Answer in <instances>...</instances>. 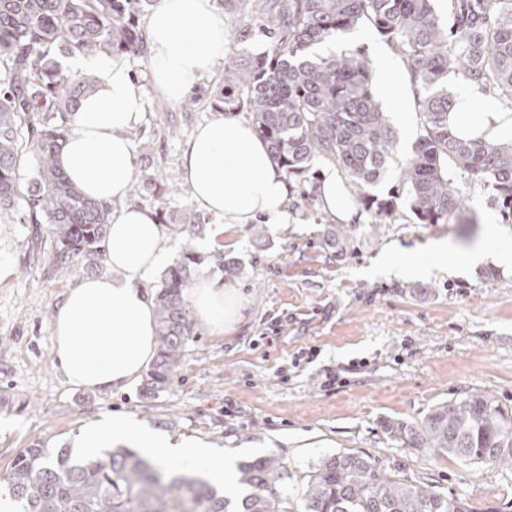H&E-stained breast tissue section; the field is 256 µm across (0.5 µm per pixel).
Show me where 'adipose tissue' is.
Listing matches in <instances>:
<instances>
[{"label": "adipose tissue", "instance_id": "obj_1", "mask_svg": "<svg viewBox=\"0 0 512 512\" xmlns=\"http://www.w3.org/2000/svg\"><path fill=\"white\" fill-rule=\"evenodd\" d=\"M146 27L152 86L171 103L212 71L229 43L215 0H158ZM74 66L95 70L98 86L75 112L58 160L86 196L114 208L104 242L109 271L67 292L55 312L51 340L71 386L108 393L140 378L156 355L148 283L175 255L168 248V226L152 210L124 203L135 170L127 132L140 124L144 109L140 85L115 58L82 54ZM449 125L458 135L489 138L512 128V113L471 84L457 92ZM181 161L194 201L217 220L213 240L256 220L287 223L288 182L250 123L215 115L197 128ZM318 191L327 216L344 223L353 219L355 210L334 166L323 168ZM190 302L197 320L213 333L233 332L241 320L236 288L220 281L200 280ZM116 444L142 449L156 464L195 473L216 487L233 481L231 460L213 455L201 441L171 440L129 416H101L84 426L78 439L90 458Z\"/></svg>", "mask_w": 512, "mask_h": 512}]
</instances>
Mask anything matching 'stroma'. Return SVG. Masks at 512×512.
<instances>
[{"label": "stroma", "mask_w": 512, "mask_h": 512, "mask_svg": "<svg viewBox=\"0 0 512 512\" xmlns=\"http://www.w3.org/2000/svg\"><path fill=\"white\" fill-rule=\"evenodd\" d=\"M234 48L257 49L240 39L251 0H215ZM144 89L143 120L132 143L135 175L163 171L174 192L143 188L130 205L153 212L193 207L181 165L182 148L215 111L209 92L224 78L218 62L190 91L170 103L150 82L149 61L126 56ZM401 112L387 110L398 134L395 162L410 152L419 114L405 70ZM174 127L178 137L164 129ZM464 201L478 224L467 238L449 224H415L409 218L359 232L355 253L344 261L320 246V206L291 193L288 221L255 238L249 226L223 238L224 252L244 272L232 284L244 303L233 333L204 326L185 349L182 366L165 391L141 394V383L105 395L69 385L57 367L52 314L66 292L107 265L74 262L70 274L52 271V256L39 251L32 227L0 216V258L11 273L0 279V476L31 443L74 445L82 427L102 413L132 414L177 440L198 438L233 461L276 454L288 464V490L300 498L319 461L359 451L377 466L440 491L475 508L512 504V469L465 465L392 440L390 419L415 421L434 406L470 393H486L512 406V265L495 253L512 250V222H504L488 190L466 186ZM463 255L489 242L492 259L454 271L433 265L402 273L397 257L423 256L436 241Z\"/></svg>", "instance_id": "1"}]
</instances>
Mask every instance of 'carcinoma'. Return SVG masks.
Wrapping results in <instances>:
<instances>
[{
	"instance_id": "carcinoma-1",
	"label": "carcinoma",
	"mask_w": 512,
	"mask_h": 512,
	"mask_svg": "<svg viewBox=\"0 0 512 512\" xmlns=\"http://www.w3.org/2000/svg\"><path fill=\"white\" fill-rule=\"evenodd\" d=\"M448 24L433 0H262L249 35L262 51L227 48L224 82L211 89L217 112L246 113L267 143L288 185L311 183L316 160L340 169L364 211L384 224L398 219V197L369 192L393 174L415 224H474L464 188L477 182L503 217L512 218V136L462 139L448 127L455 99L448 76L478 84L512 109V0H450ZM150 0H0V214L17 215L21 162L32 157L21 223L46 225L54 264L62 272L81 259H105L111 207L87 197L58 163L71 117L95 90L91 70L64 60L77 54L112 58L145 53L141 18ZM361 23L372 26L406 66L421 124L407 158L391 167L397 133L374 92V71L359 49L320 55L313 49ZM202 218L192 210L165 211L160 223L182 238L176 261L155 294L157 354L143 395L165 390L186 344L197 335L189 307L195 277L212 266L227 278L241 264L194 240ZM357 224H327L321 247L336 260L356 250ZM386 434L461 463L512 468V408L487 394H470L432 408L415 421L390 419ZM21 512H230L231 500L189 476L166 480L162 468L129 448L95 461L52 452L35 442L3 476ZM248 492L235 512H294L288 463L268 454L239 466ZM302 512H474L437 486L378 468L358 452L321 460L307 475Z\"/></svg>"
}]
</instances>
